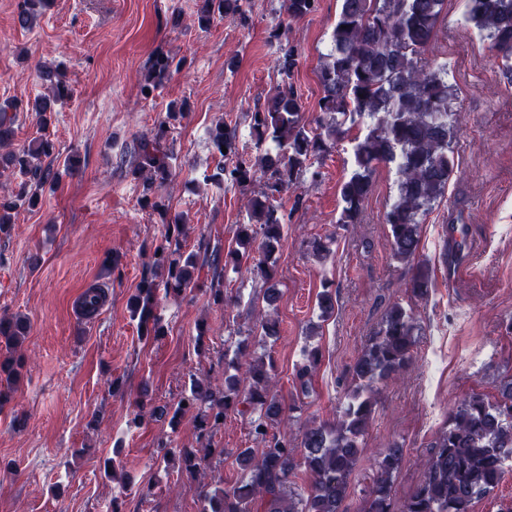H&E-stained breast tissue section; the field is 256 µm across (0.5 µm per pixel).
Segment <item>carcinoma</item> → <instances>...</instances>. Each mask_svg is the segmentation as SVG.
I'll return each instance as SVG.
<instances>
[{
  "label": "carcinoma",
  "mask_w": 512,
  "mask_h": 512,
  "mask_svg": "<svg viewBox=\"0 0 512 512\" xmlns=\"http://www.w3.org/2000/svg\"><path fill=\"white\" fill-rule=\"evenodd\" d=\"M464 20L489 40L490 49L502 56L505 76L512 81V0H465ZM50 0H18L17 19L27 26L44 11ZM318 0H285L291 20H300L317 10ZM445 0H342L331 31V49L318 71L322 95L316 129L303 120L301 96L294 85L299 50L288 39V29L275 30L278 43L280 84L250 113L257 142L275 144L254 164L237 159L236 127L219 119L209 137L219 153L216 172L209 180L242 191L257 182L260 190L247 201L248 223L236 227L235 247L203 238L197 248L186 250L187 219L173 213L155 185L173 172V153L167 146L171 126L184 118L186 102L169 103L165 117L133 147L131 173L144 179L140 206L158 215L164 225L161 241L153 251V263L143 274L128 301L130 317L137 321L140 336L158 341L167 335L156 313L159 296L179 298L200 286L201 273L210 277L213 304L226 307L224 278L227 267L249 265L250 272L267 284L265 299L275 291L277 274L271 262L284 240L285 214L279 200L297 186L307 172L318 176L313 164L355 126L365 133L353 138L356 169L342 182L343 202L339 223H360L372 176L380 164L397 171L396 196L385 213L393 256L402 262L417 261L410 292L428 296L432 283L418 260L420 225L448 187L454 167L456 94L448 83V60L422 63V55L436 41ZM250 0H195L192 23L207 30L213 22L231 16L242 23L250 18ZM186 64L159 54L147 69L141 90L152 92ZM39 77L47 94L37 97L28 111L41 128L50 122L55 106L71 98L72 89L57 68L44 66ZM16 114L0 108V233L10 232L18 208H34L39 190L59 181L54 167L55 145L45 135L28 144L14 146ZM227 152H222V148ZM21 178L19 187L7 184ZM414 316L399 302L392 303L378 331L372 336L353 367L340 419L307 427L300 446L288 433L277 430L285 412L272 391L273 363L247 351L239 342L245 367L232 364L235 373L224 375V385L196 377L172 404L147 406V393L135 400L132 423L144 416L166 420L176 429L186 414L195 422L196 443L178 448L172 440L158 442L156 460L165 466L178 461V476L192 480L206 475V468L224 449L215 436L224 417L234 412L249 420V434L256 448H241L236 462L244 471L241 481L224 489L199 483L198 512H341L348 480L362 452L361 439L371 419L380 386L399 376L413 360ZM28 317L0 316V411L9 405L25 370L21 346L28 336ZM305 362L295 370L299 392L307 397L312 376L321 360L316 347L303 350ZM422 482L408 498L402 512H470L472 504L493 492L503 480L504 461L512 458V380L503 385L500 399L492 402L479 392L464 397L456 406L451 423L434 445ZM403 450L390 448L378 462L376 476L364 498L361 512H390L393 474L399 469ZM308 476L307 485L294 487L299 467Z\"/></svg>",
  "instance_id": "1"
}]
</instances>
